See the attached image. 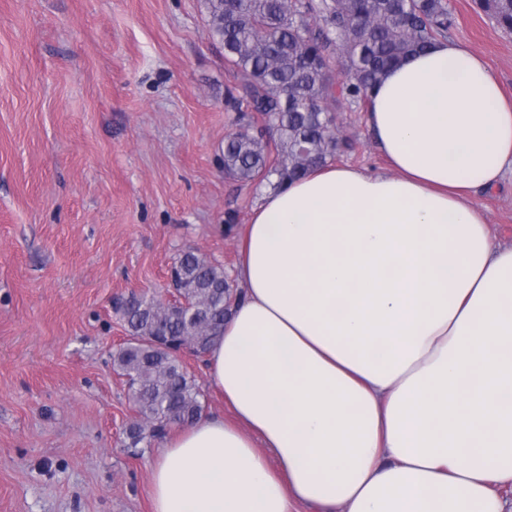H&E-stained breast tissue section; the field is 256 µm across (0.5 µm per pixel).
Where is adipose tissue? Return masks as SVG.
<instances>
[{
	"instance_id": "adipose-tissue-1",
	"label": "adipose tissue",
	"mask_w": 512,
	"mask_h": 512,
	"mask_svg": "<svg viewBox=\"0 0 512 512\" xmlns=\"http://www.w3.org/2000/svg\"><path fill=\"white\" fill-rule=\"evenodd\" d=\"M370 99L386 169H314L244 225L204 359L232 415L165 437L152 512H512V245L476 205L512 100L448 39Z\"/></svg>"
}]
</instances>
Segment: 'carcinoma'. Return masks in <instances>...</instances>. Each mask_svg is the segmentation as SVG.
Segmentation results:
<instances>
[{"mask_svg": "<svg viewBox=\"0 0 512 512\" xmlns=\"http://www.w3.org/2000/svg\"><path fill=\"white\" fill-rule=\"evenodd\" d=\"M212 36L226 64L241 76L226 106L241 113L224 137V176L242 185L279 188L352 148L339 136L329 104H368L384 72L423 51L454 24L448 0H205ZM512 31V0H476ZM344 79L338 81L334 72ZM178 300L163 305L148 293L117 305L127 342L112 352L129 382L136 418L128 448H150L172 426L201 418L195 376L173 351L196 343L202 357L224 330L237 294L224 267L197 251L175 264Z\"/></svg>", "mask_w": 512, "mask_h": 512, "instance_id": "1", "label": "carcinoma"}]
</instances>
